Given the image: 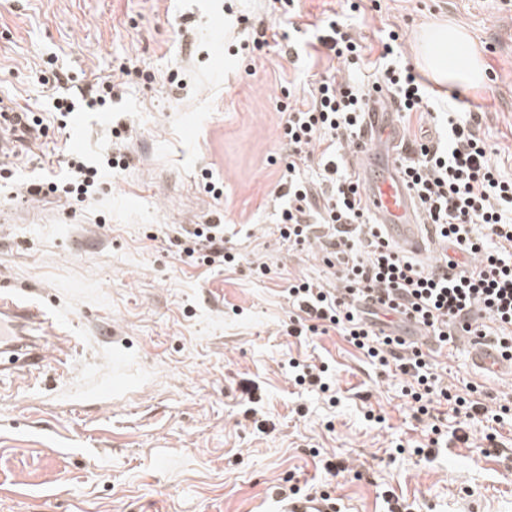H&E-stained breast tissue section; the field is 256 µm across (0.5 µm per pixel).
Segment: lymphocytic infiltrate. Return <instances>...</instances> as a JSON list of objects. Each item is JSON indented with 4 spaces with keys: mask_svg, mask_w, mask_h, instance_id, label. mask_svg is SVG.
Here are the masks:
<instances>
[{
    "mask_svg": "<svg viewBox=\"0 0 512 512\" xmlns=\"http://www.w3.org/2000/svg\"><path fill=\"white\" fill-rule=\"evenodd\" d=\"M400 38L395 30L385 34L374 62L381 77L373 83L340 81L331 74L317 80L307 96L284 91L281 138L289 153L275 192L284 202L277 229L289 247L316 250L332 270L331 281L323 284L289 280V335L333 329L346 336L372 365L405 376L415 418L426 419L438 436L443 406L452 408L464 432L512 418V406H491L473 387L452 391L430 355L398 329L417 326L440 345L458 336L488 339L512 354V179L493 162L470 119L455 107L440 111L448 126L446 141L408 140L402 159L406 183L435 234L437 257L419 260L379 232L355 173L344 163L360 135L370 96L382 94L408 114H431L437 101L403 61ZM316 40L338 63L349 66L361 57L349 27L336 21H329ZM313 160L319 179L312 186L306 170ZM98 180L97 167L72 160L64 180L48 183L47 190L86 199L96 193ZM172 232L199 264L239 262L238 253L224 245L223 225H177Z\"/></svg>",
    "mask_w": 512,
    "mask_h": 512,
    "instance_id": "1",
    "label": "lymphocytic infiltrate"
}]
</instances>
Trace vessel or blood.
Returning <instances> with one entry per match:
<instances>
[{
  "mask_svg": "<svg viewBox=\"0 0 512 512\" xmlns=\"http://www.w3.org/2000/svg\"><path fill=\"white\" fill-rule=\"evenodd\" d=\"M397 117L391 102H371L363 134L352 151L359 158L358 179L374 223L403 252L422 255L427 251L426 237L416 200L402 174L400 145L404 133ZM54 325V319L39 307L0 291V354H6L10 373L41 365L48 338L55 333ZM474 360L489 371L505 365L499 351L484 344L475 348ZM282 512H339V507L305 497L288 502Z\"/></svg>",
  "mask_w": 512,
  "mask_h": 512,
  "instance_id": "1",
  "label": "vessel or blood"
}]
</instances>
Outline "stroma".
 <instances>
[{"label": "stroma", "instance_id": "stroma-1", "mask_svg": "<svg viewBox=\"0 0 512 512\" xmlns=\"http://www.w3.org/2000/svg\"><path fill=\"white\" fill-rule=\"evenodd\" d=\"M299 10L301 46L333 19L368 61L386 30L404 34L414 65L419 29L465 28L484 79L434 93L476 106V131L512 178V0H363L357 12L300 0ZM242 16L288 28L266 0H0V101L46 114L69 98L81 157L129 160L89 203L26 193L63 174L68 136L51 162L31 142L0 161V286L59 324L41 370L0 378V512H280L289 476L329 485L341 512H385L390 494L421 512H512V423L497 427L500 450L479 434L420 454L428 436L403 377L374 369L336 331L289 335V279L329 272L276 232L282 89L304 94L328 70L369 72L273 49L243 58ZM108 75L120 98L86 109ZM209 219L245 264L195 266L165 239L169 225ZM255 258L270 277L251 276ZM472 351L465 339L438 350L448 383L512 392V374L478 370ZM292 357L328 365L336 404L295 385ZM244 383L265 424L246 418ZM328 459L345 472L327 474Z\"/></svg>", "mask_w": 512, "mask_h": 512}]
</instances>
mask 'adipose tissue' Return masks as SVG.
I'll list each match as a JSON object with an SVG mask.
<instances>
[{
	"mask_svg": "<svg viewBox=\"0 0 512 512\" xmlns=\"http://www.w3.org/2000/svg\"><path fill=\"white\" fill-rule=\"evenodd\" d=\"M467 40L465 30L454 24L431 26L421 32L418 56L435 81H482L484 73L480 60L468 50Z\"/></svg>",
	"mask_w": 512,
	"mask_h": 512,
	"instance_id": "obj_1",
	"label": "adipose tissue"
}]
</instances>
